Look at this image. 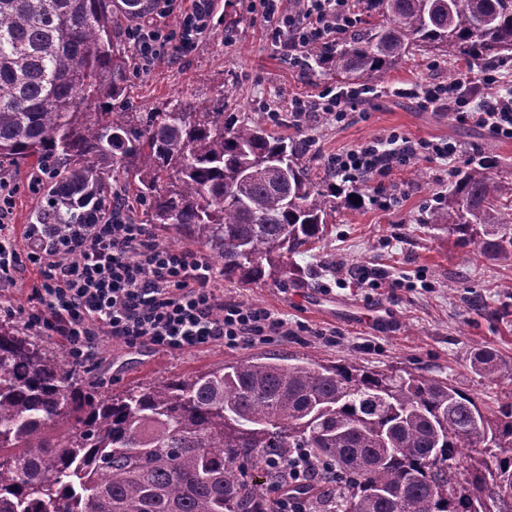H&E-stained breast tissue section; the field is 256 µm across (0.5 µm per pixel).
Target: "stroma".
Wrapping results in <instances>:
<instances>
[{
    "mask_svg": "<svg viewBox=\"0 0 512 512\" xmlns=\"http://www.w3.org/2000/svg\"><path fill=\"white\" fill-rule=\"evenodd\" d=\"M469 65L416 54L385 76L386 94L361 104L364 121L339 127L321 115L311 119L309 157L320 167L329 156L394 131L416 140L456 142L459 153L450 162L420 153L412 165L375 177L358 208L338 207L323 240L291 258L302 271L316 273L314 284L224 281L225 301L269 308L289 326L303 325L304 333L248 347L213 343L177 353L130 348L104 336L94 359L80 365L81 375L96 390L119 393L250 357L305 358L443 379L488 403L512 391L508 382L480 377L469 367L478 348L512 360V261L465 254L452 233L421 221L467 161L493 158L500 178L512 184V140L392 94L399 87L452 81ZM470 66L478 70L482 64ZM335 84L331 76L294 65L272 44L254 0H216L210 33L192 50L137 72L125 98L135 110L184 96L207 107L225 102L242 116L263 118L269 104L284 112L293 97L311 101ZM0 178L20 186L12 222L18 246H26L25 232L44 204L43 194L30 188L26 169L0 162ZM391 275L402 279L401 288L374 287L378 277Z\"/></svg>",
    "mask_w": 512,
    "mask_h": 512,
    "instance_id": "1",
    "label": "stroma"
}]
</instances>
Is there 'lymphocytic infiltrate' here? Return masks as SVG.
<instances>
[{"label": "lymphocytic infiltrate", "instance_id": "lymphocytic-infiltrate-1", "mask_svg": "<svg viewBox=\"0 0 512 512\" xmlns=\"http://www.w3.org/2000/svg\"><path fill=\"white\" fill-rule=\"evenodd\" d=\"M214 0H193L178 29L148 25L130 34L141 69L155 60L196 44L209 29ZM351 0H301L291 10L283 0H259L258 15L269 36L288 49L332 46L336 35L352 29ZM493 74L461 72L454 82L409 88L424 107L448 108L462 122L476 124L497 137L512 139V97L481 99L480 81ZM364 93L351 87L324 90L317 106L295 100L291 108L300 127L314 112L339 125L364 120L354 103ZM454 159L453 142L426 143L396 132L375 137L355 149L328 158L336 176L356 183L405 165L421 150ZM16 185L0 181V285L28 290L29 305L19 314L25 325L61 336L76 363L95 354L100 334L126 346L148 344L168 352L221 343L247 346L288 335V322L270 309L245 302H225L218 276L196 253L159 247L149 225L112 217L99 224H74L68 232L52 224H34L26 249H19L11 215ZM35 281H28V273Z\"/></svg>", "mask_w": 512, "mask_h": 512}]
</instances>
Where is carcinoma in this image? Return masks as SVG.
<instances>
[{"mask_svg": "<svg viewBox=\"0 0 512 512\" xmlns=\"http://www.w3.org/2000/svg\"><path fill=\"white\" fill-rule=\"evenodd\" d=\"M159 0H0V158L47 176L37 216L62 233L122 202L140 224L193 243L242 284L286 286L292 255L336 211L328 174L264 119L184 98L128 112L135 55L112 41ZM374 13L308 66L379 81L417 52L490 61L512 55V0H354ZM283 157L286 171L268 165ZM495 161L461 172L423 224L470 255L512 259ZM471 370L512 381L478 349ZM321 470L293 485L288 459ZM260 470L245 479L242 466ZM297 489L305 512H509L512 392L488 406L452 384L351 363L248 358L121 394L86 387L65 352L0 322V512H273L266 488Z\"/></svg>", "mask_w": 512, "mask_h": 512, "instance_id": "carcinoma-1", "label": "carcinoma"}]
</instances>
